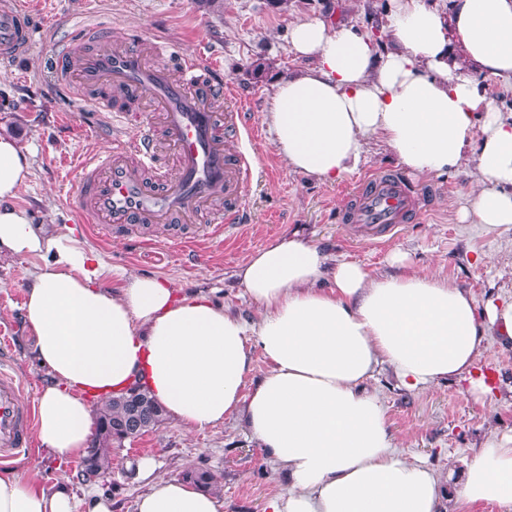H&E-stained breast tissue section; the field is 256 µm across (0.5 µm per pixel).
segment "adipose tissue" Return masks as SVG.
I'll return each mask as SVG.
<instances>
[{"mask_svg":"<svg viewBox=\"0 0 512 512\" xmlns=\"http://www.w3.org/2000/svg\"><path fill=\"white\" fill-rule=\"evenodd\" d=\"M379 43L353 23L300 19L290 49L308 59L278 82L265 121L292 171L333 182L356 170L367 138L417 176L471 169L462 217L512 226V110L481 94L476 75L512 93V0H393ZM31 170L19 141L0 134V254L40 256L25 319L50 374L36 397L46 455L83 457L94 437L91 400L146 386L179 422L203 430L241 418L287 491L269 512H455L494 502L512 512V434H490L462 461L454 489L431 466L394 449L368 383L389 370L421 392L443 381L493 391L473 370L489 339L512 348V300L472 295L447 278L407 270L394 254L373 275L297 234L256 251L235 276L259 315L248 320L161 279L120 286L75 230L49 235L14 200ZM261 350L269 368L244 381ZM136 469L147 488L134 512H224L218 495ZM61 476L42 488L28 469L0 474V512H79Z\"/></svg>","mask_w":512,"mask_h":512,"instance_id":"ef3b65f1","label":"adipose tissue"}]
</instances>
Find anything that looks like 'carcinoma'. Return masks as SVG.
<instances>
[{
	"instance_id": "cac0c4a2",
	"label": "carcinoma",
	"mask_w": 512,
	"mask_h": 512,
	"mask_svg": "<svg viewBox=\"0 0 512 512\" xmlns=\"http://www.w3.org/2000/svg\"><path fill=\"white\" fill-rule=\"evenodd\" d=\"M137 407L151 428L163 424L166 415L164 407L140 384L105 400L97 409L96 433L80 462L78 480L84 482L89 476L98 477L111 469L112 448L129 438L132 413ZM184 479L205 491L215 487V478L207 471L188 470L184 473Z\"/></svg>"
}]
</instances>
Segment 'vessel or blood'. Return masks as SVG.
Listing matches in <instances>:
<instances>
[{"mask_svg": "<svg viewBox=\"0 0 512 512\" xmlns=\"http://www.w3.org/2000/svg\"><path fill=\"white\" fill-rule=\"evenodd\" d=\"M33 34L27 9L0 11V65L25 54ZM164 44L134 32L129 43L100 40L98 47L71 63L68 50L57 55V87L62 93L93 92L92 107L108 117L117 102L137 104L142 119L128 139L113 135L109 150L85 159L79 170L80 217L102 242L122 238L140 243L145 225L159 228L193 224L208 213L210 236H223L240 223L242 200L252 178L245 154L232 153L224 134L238 130L240 113L214 111L215 96L233 101L216 64L199 55L180 58L179 74L159 67L154 58ZM167 161H160L158 141ZM224 209L208 212L214 198ZM419 193L404 177L371 174L360 180L345 220L364 236L377 228L405 224L417 214ZM22 386L0 360V460L29 447L36 422L34 404L22 401Z\"/></svg>", "mask_w": 512, "mask_h": 512, "instance_id": "vessel-or-blood-1", "label": "vessel or blood"}]
</instances>
